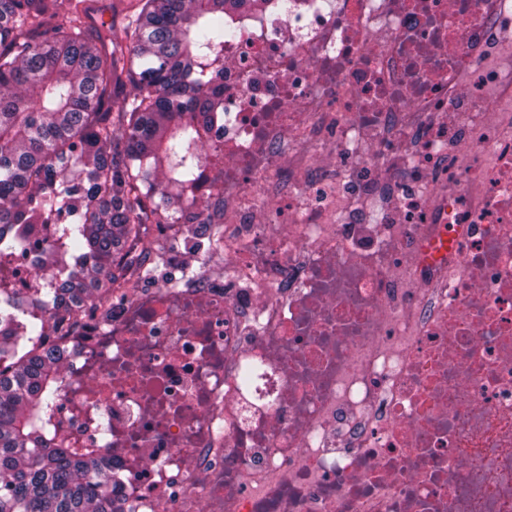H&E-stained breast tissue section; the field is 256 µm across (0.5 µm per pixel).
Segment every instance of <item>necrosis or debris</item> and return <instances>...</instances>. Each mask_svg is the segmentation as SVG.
Instances as JSON below:
<instances>
[{
  "label": "necrosis or debris",
  "instance_id": "obj_1",
  "mask_svg": "<svg viewBox=\"0 0 512 512\" xmlns=\"http://www.w3.org/2000/svg\"><path fill=\"white\" fill-rule=\"evenodd\" d=\"M509 45L512 0L244 18L178 216L223 225V278L143 287L133 244L64 345L59 436L125 512H512Z\"/></svg>",
  "mask_w": 512,
  "mask_h": 512
}]
</instances>
